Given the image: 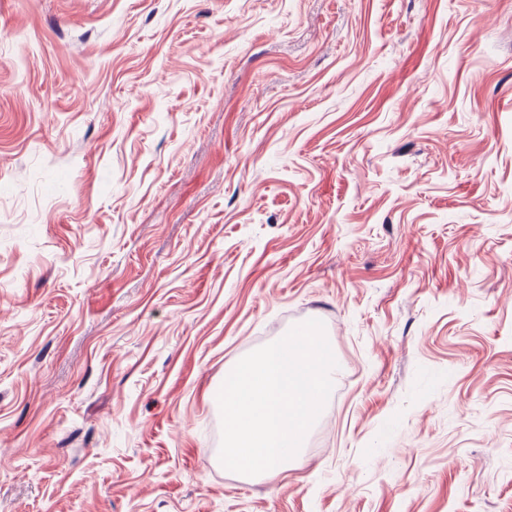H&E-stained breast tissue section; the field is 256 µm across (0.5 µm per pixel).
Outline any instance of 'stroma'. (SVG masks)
<instances>
[{"instance_id":"1","label":"stroma","mask_w":512,"mask_h":512,"mask_svg":"<svg viewBox=\"0 0 512 512\" xmlns=\"http://www.w3.org/2000/svg\"><path fill=\"white\" fill-rule=\"evenodd\" d=\"M0 512H512V0H0Z\"/></svg>"}]
</instances>
